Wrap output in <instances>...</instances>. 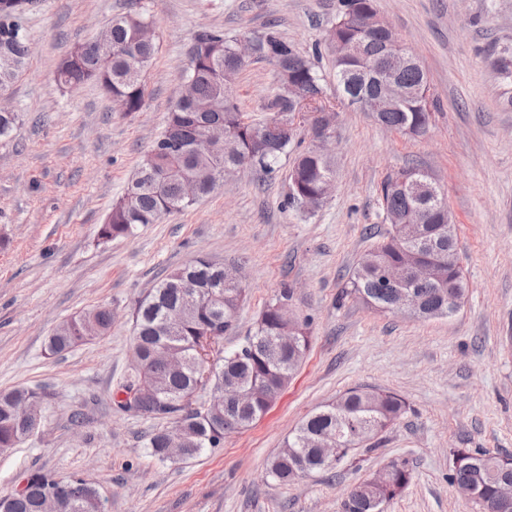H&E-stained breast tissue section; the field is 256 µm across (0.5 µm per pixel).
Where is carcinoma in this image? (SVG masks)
<instances>
[{
    "label": "carcinoma",
    "instance_id": "carcinoma-1",
    "mask_svg": "<svg viewBox=\"0 0 512 512\" xmlns=\"http://www.w3.org/2000/svg\"><path fill=\"white\" fill-rule=\"evenodd\" d=\"M359 4V12H376L375 0H340L336 22L331 29L339 39L361 46L362 52L349 60H332L336 93L345 103L356 91L378 87L371 68L379 53L382 36L369 30L358 18L345 14L350 2ZM11 11L10 0H0V89L6 91L28 61L31 46L23 18L14 23L1 22ZM153 21L141 13L116 16L109 27V47L102 53L80 55L72 50L59 59L56 81L74 87L92 81L112 98L115 111L129 115L142 109L145 98L143 73L155 54V42L144 37ZM256 60L276 68L278 91L264 104L270 117L251 119L242 112L234 91L224 87V71L241 72L245 65L234 54L235 41L220 30L198 33L196 55L189 59L186 78L193 81L195 97L176 101L167 114L164 131L142 157L136 176L123 196L113 205L105 224L99 228L102 239L129 236L140 225L156 224L164 216L182 211L193 202L182 196L185 176L199 181L201 196L220 186V175L236 173L247 167L274 171L288 153L295 129L280 124L277 116L300 117L313 130L319 118L316 112L329 108L325 78L318 66L321 47L313 54L301 52L295 45L270 28L253 37ZM495 66L502 82L512 84V45L493 49ZM406 98L389 111L380 113L383 126L402 134L420 136L429 131L432 112L424 106L423 75L417 69L402 73ZM300 86L313 96L308 110L298 114L285 98L288 83ZM415 166L404 167L386 176L379 194L383 213L394 214L399 223L391 225L383 240L372 250L371 261H358L342 294L354 296L366 305L387 311L398 292L381 281L383 267L409 268L434 258L448 260L456 252V236H448V224L436 213L423 225L425 239L414 244L403 240V226L417 221L416 206L436 207L430 196L414 197L400 179ZM336 177L335 158L318 152L314 146L298 153L289 174L286 204L300 208L307 201L310 212L323 204L322 187ZM224 263L209 257L170 271L156 288L141 298L135 307L134 345L139 349L146 383L140 416L160 426L148 435L147 447L160 460H167V448L182 442L186 454L194 457L208 448H217L224 434L252 426L280 397L309 349V321L299 318L284 330L287 321L280 314L278 301L293 298L294 289L285 285L265 306L252 335L243 346L223 353L221 366L210 385L235 386L252 392L243 403H227L217 409L192 407L182 402L185 392L197 387L201 378L199 340L206 335L224 336L236 329L237 314L245 298V289L228 280ZM458 285L459 299L467 293L462 270L445 264L438 272V284L418 288L424 310L430 318L449 317L457 309L448 306V283ZM112 311L95 308L59 324L49 337V350L62 353L97 337L112 328ZM39 397L29 389L0 392V450L14 447L26 437L22 421L25 411L37 407ZM406 401L392 391L373 395L367 387H353L308 416L291 433L284 447L269 462V474L288 485L315 471L333 470L350 462L357 448L346 446L339 462L320 459L319 444L336 432L344 435L364 425L374 435L391 429L407 412ZM383 481L377 475L351 489L342 502V512H375L370 499L387 503L409 485L413 469L405 459L386 464ZM57 480V474L38 470L30 474L27 492L8 501L0 512H43L44 495ZM65 498L55 503V512H101L97 489L75 477L64 478ZM448 482L467 484L482 504L481 512H512V504L499 501V487L512 482V455L480 448H453L449 452Z\"/></svg>",
    "mask_w": 512,
    "mask_h": 512
}]
</instances>
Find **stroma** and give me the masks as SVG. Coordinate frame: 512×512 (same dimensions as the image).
<instances>
[{"label": "stroma", "instance_id": "obj_1", "mask_svg": "<svg viewBox=\"0 0 512 512\" xmlns=\"http://www.w3.org/2000/svg\"><path fill=\"white\" fill-rule=\"evenodd\" d=\"M338 7L339 0H38L25 14L32 53L6 101L15 128L0 141V392H38L41 425L0 451V496L43 470L95 486L106 512H341L351 488L403 458L413 479L385 512H473L448 482L450 449L512 455V107L487 50L512 43V0H375L425 64L432 125L411 138L339 107L336 188L312 217L285 205L292 154L309 144L301 124L274 172L246 169L134 235H98L184 89L187 49L199 32L217 28L235 39L273 24L309 54ZM130 11L153 19L158 50L144 75L145 104L127 116L97 85L63 87L54 72L75 45ZM276 86L264 61L234 83L254 119L264 118ZM410 164L436 176L455 220L468 292L449 318L382 314L341 295L387 229L380 182ZM199 255L238 262L246 276L238 327L224 349L242 344L285 285L295 290L299 316L311 319L310 346L254 426L197 457L162 461L146 446L153 421L118 411L113 396L132 370L137 300ZM97 307L114 314L106 336L49 350L59 323ZM360 385L395 392L409 406L378 450L356 452L336 474L290 485L271 479L269 460L301 420Z\"/></svg>", "mask_w": 512, "mask_h": 512}]
</instances>
